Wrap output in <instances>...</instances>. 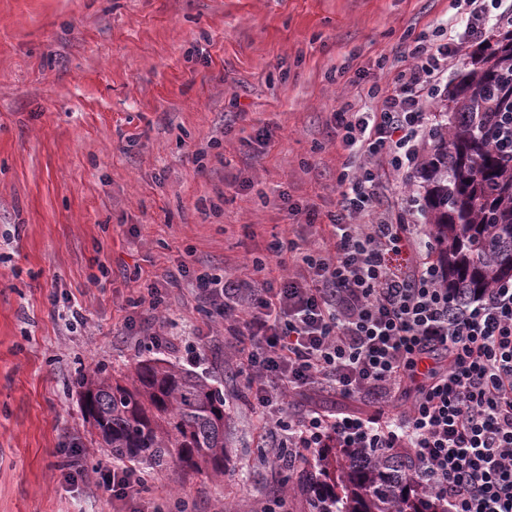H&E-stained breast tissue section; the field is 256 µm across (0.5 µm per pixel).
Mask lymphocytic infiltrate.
<instances>
[{
  "mask_svg": "<svg viewBox=\"0 0 512 512\" xmlns=\"http://www.w3.org/2000/svg\"><path fill=\"white\" fill-rule=\"evenodd\" d=\"M455 2L459 16L401 47L393 81L368 89V111L337 112L348 158L326 247L275 244L292 276L231 281L204 271L194 294L231 320L236 369L258 416L287 432L296 456L393 450L411 458L412 483L446 512H512V280L474 296L444 288L428 225L380 206L394 178L423 161L432 125L424 106L449 63L488 30L512 27V0ZM403 250L410 263L394 271L388 257ZM323 383L343 397L414 398L396 416L288 414V397ZM93 472L119 499H135L146 483L133 466Z\"/></svg>",
  "mask_w": 512,
  "mask_h": 512,
  "instance_id": "1",
  "label": "lymphocytic infiltrate"
}]
</instances>
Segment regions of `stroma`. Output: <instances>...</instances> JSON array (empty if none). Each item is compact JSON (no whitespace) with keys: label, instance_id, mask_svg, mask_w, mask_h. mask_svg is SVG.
Listing matches in <instances>:
<instances>
[{"label":"stroma","instance_id":"35a3bbf8","mask_svg":"<svg viewBox=\"0 0 512 512\" xmlns=\"http://www.w3.org/2000/svg\"><path fill=\"white\" fill-rule=\"evenodd\" d=\"M453 14L450 0H0V512H309L237 375L223 482L151 469L130 501L69 478L72 450L107 459L72 381L127 371L148 346L184 359L191 341L194 371L227 369L224 319L188 282L156 310L141 298L180 260L287 276L269 244L319 238L280 197L335 210L334 112L366 111L403 39Z\"/></svg>","mask_w":512,"mask_h":512}]
</instances>
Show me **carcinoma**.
<instances>
[{
    "label": "carcinoma",
    "mask_w": 512,
    "mask_h": 512,
    "mask_svg": "<svg viewBox=\"0 0 512 512\" xmlns=\"http://www.w3.org/2000/svg\"><path fill=\"white\" fill-rule=\"evenodd\" d=\"M450 101L437 113L419 188L444 286L472 294L512 278V160L494 146L492 128L495 113H512V31L472 51ZM74 387L112 462L224 478L232 409L223 378L153 355L120 377L81 369ZM367 453L332 447L287 467L299 471L296 491L307 499L328 489L332 512H443L429 491L412 486L409 457L387 452L363 465Z\"/></svg>",
    "instance_id": "obj_1"
}]
</instances>
